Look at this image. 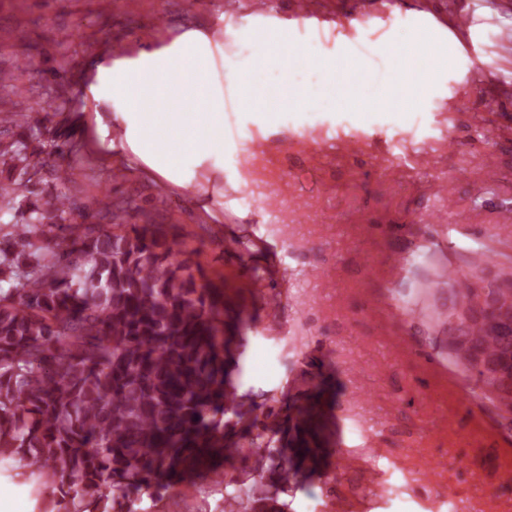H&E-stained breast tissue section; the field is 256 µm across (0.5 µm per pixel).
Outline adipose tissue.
Masks as SVG:
<instances>
[{
	"label": "adipose tissue",
	"instance_id": "adipose-tissue-1",
	"mask_svg": "<svg viewBox=\"0 0 512 512\" xmlns=\"http://www.w3.org/2000/svg\"><path fill=\"white\" fill-rule=\"evenodd\" d=\"M258 62L239 81L241 107L252 108L265 123L291 99L335 105L337 88L359 82L364 60L347 53L314 56L323 76L315 88L269 84L268 71L287 72L289 35L279 31L276 45L253 34ZM224 46L198 29H187L158 47L118 57L97 56L83 86V122L92 147L106 163L132 159L146 171L194 194H212L211 177L224 169Z\"/></svg>",
	"mask_w": 512,
	"mask_h": 512
}]
</instances>
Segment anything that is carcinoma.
Listing matches in <instances>:
<instances>
[{"instance_id":"1","label":"carcinoma","mask_w":512,"mask_h":512,"mask_svg":"<svg viewBox=\"0 0 512 512\" xmlns=\"http://www.w3.org/2000/svg\"><path fill=\"white\" fill-rule=\"evenodd\" d=\"M16 173L0 199L27 191L34 167L21 141L0 144ZM58 194L24 224H0V463L35 481L39 512H151L200 474L224 482L238 512H286L291 484L329 453L320 437L327 379L276 423L238 394L224 340V295L150 225L72 217ZM492 286L469 282L467 308ZM460 327H455V324ZM450 350L474 362L502 357L512 338L476 318H448ZM233 414L234 422L224 421ZM251 465L223 472L224 449Z\"/></svg>"}]
</instances>
